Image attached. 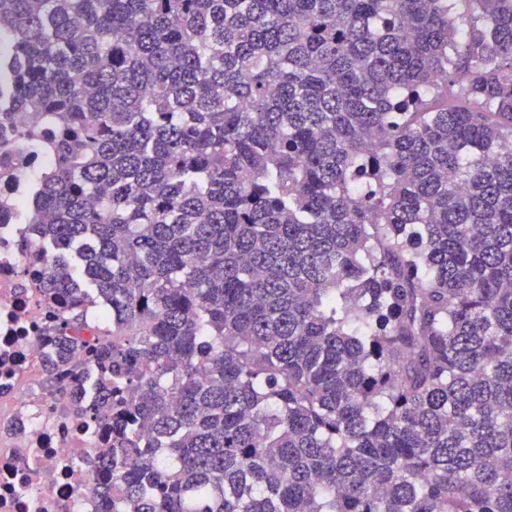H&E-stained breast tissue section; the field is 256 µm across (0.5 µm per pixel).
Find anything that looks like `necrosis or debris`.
Segmentation results:
<instances>
[{
  "mask_svg": "<svg viewBox=\"0 0 512 512\" xmlns=\"http://www.w3.org/2000/svg\"><path fill=\"white\" fill-rule=\"evenodd\" d=\"M51 261L29 225L0 223V512H105L89 462L112 433L94 417L101 368L87 351L112 326L85 324L48 379L65 316L40 287Z\"/></svg>",
  "mask_w": 512,
  "mask_h": 512,
  "instance_id": "4bbe7bcc",
  "label": "necrosis or debris"
}]
</instances>
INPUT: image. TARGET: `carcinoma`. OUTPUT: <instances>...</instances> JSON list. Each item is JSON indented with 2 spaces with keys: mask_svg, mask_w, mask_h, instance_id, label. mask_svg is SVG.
I'll list each match as a JSON object with an SVG mask.
<instances>
[{
  "mask_svg": "<svg viewBox=\"0 0 512 512\" xmlns=\"http://www.w3.org/2000/svg\"><path fill=\"white\" fill-rule=\"evenodd\" d=\"M451 2L0 0L110 512H512V0Z\"/></svg>",
  "mask_w": 512,
  "mask_h": 512,
  "instance_id": "1",
  "label": "carcinoma"
}]
</instances>
